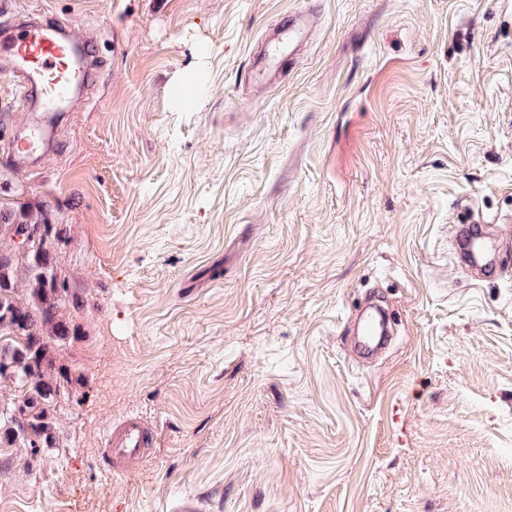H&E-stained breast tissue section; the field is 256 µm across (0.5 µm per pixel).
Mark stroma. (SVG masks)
<instances>
[{
    "label": "stroma",
    "instance_id": "obj_1",
    "mask_svg": "<svg viewBox=\"0 0 512 512\" xmlns=\"http://www.w3.org/2000/svg\"><path fill=\"white\" fill-rule=\"evenodd\" d=\"M105 66L20 171L0 71V212L43 205L79 296L56 445L0 447V512H512V0H13ZM310 17L275 83L259 38ZM391 346L358 360L369 293ZM157 427L103 479L128 412ZM457 234L466 245L458 268L475 281L496 271L497 249L508 250L512 245L511 237L495 234L491 224H460ZM156 428L139 413L130 412L108 430L100 472L105 476L127 475L155 447Z\"/></svg>",
    "mask_w": 512,
    "mask_h": 512
}]
</instances>
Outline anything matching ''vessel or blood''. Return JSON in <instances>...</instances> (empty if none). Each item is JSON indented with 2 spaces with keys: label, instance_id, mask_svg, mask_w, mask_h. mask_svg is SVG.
<instances>
[{
  "label": "vessel or blood",
  "instance_id": "1",
  "mask_svg": "<svg viewBox=\"0 0 512 512\" xmlns=\"http://www.w3.org/2000/svg\"><path fill=\"white\" fill-rule=\"evenodd\" d=\"M308 18L289 13L267 37V65L276 70L280 60L303 44ZM93 40L76 43L52 15L29 13L0 25V66L11 71L20 105L33 107L31 124L16 139L15 156L26 166L53 132L58 113L75 89H90L101 65ZM457 234L466 245L459 268L479 281L496 270L495 253L512 247V238L496 234L489 224H462ZM156 428L139 413L126 414L108 430L101 453L106 476L132 471L154 448Z\"/></svg>",
  "mask_w": 512,
  "mask_h": 512
}]
</instances>
